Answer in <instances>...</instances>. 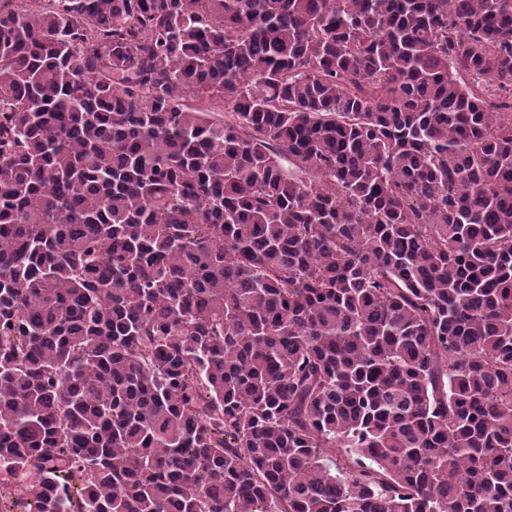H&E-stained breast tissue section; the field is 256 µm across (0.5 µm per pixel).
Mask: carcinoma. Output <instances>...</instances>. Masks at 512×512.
<instances>
[{"label": "carcinoma", "instance_id": "1", "mask_svg": "<svg viewBox=\"0 0 512 512\" xmlns=\"http://www.w3.org/2000/svg\"><path fill=\"white\" fill-rule=\"evenodd\" d=\"M0 470L512 512V0H0Z\"/></svg>", "mask_w": 512, "mask_h": 512}]
</instances>
